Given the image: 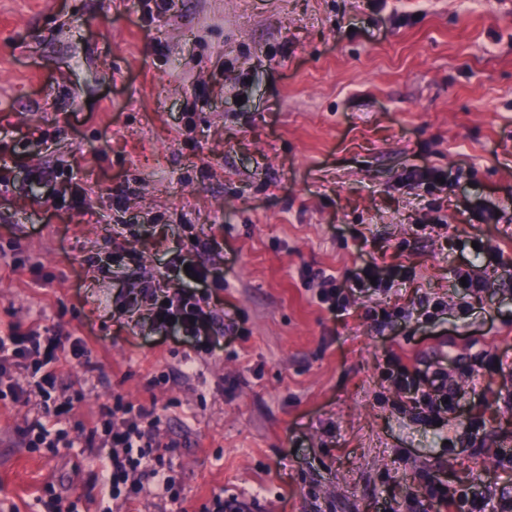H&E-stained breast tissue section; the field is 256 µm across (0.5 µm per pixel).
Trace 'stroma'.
<instances>
[{"mask_svg": "<svg viewBox=\"0 0 512 512\" xmlns=\"http://www.w3.org/2000/svg\"><path fill=\"white\" fill-rule=\"evenodd\" d=\"M168 3L0 0V331L90 348L95 370L57 368L70 432L155 404L180 500H111L94 456L25 447L36 406L0 402V512L512 496V0ZM188 253L220 279L205 349L117 303L180 288ZM369 263L402 272L350 292ZM413 384L454 408L423 413Z\"/></svg>", "mask_w": 512, "mask_h": 512, "instance_id": "1", "label": "stroma"}]
</instances>
